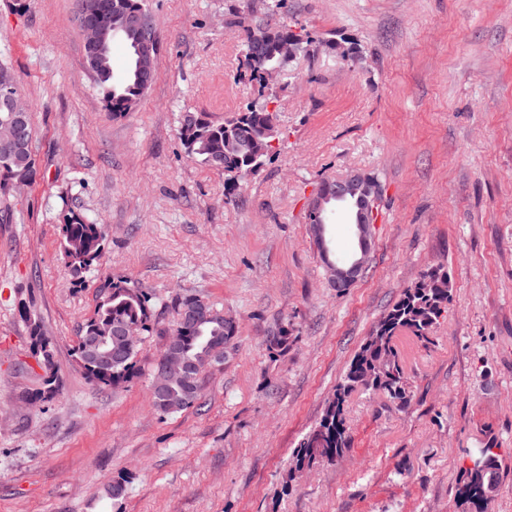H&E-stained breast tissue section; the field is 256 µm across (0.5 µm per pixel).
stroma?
<instances>
[{"mask_svg":"<svg viewBox=\"0 0 512 512\" xmlns=\"http://www.w3.org/2000/svg\"><path fill=\"white\" fill-rule=\"evenodd\" d=\"M158 78L122 117L85 68L74 0H0L5 52L33 124L32 180L0 188V512H465L456 487L493 442L503 477L490 512H512V0H147ZM298 22L357 57H298L270 91L279 141L228 183L188 158L180 113L214 123L247 104L235 17ZM382 185L367 269L336 290L308 224L320 182ZM102 224L104 256L75 280L59 226ZM443 265L448 314L429 344L395 341L407 403L354 391L351 444L289 474L347 365L405 288ZM153 297L159 330L119 387L73 355L97 287ZM237 324L234 346L173 414L151 397L173 294ZM27 304L55 343L41 368ZM293 340L269 351L280 327ZM57 392L35 400L48 377ZM121 481L126 494L113 500Z\"/></svg>","mask_w":512,"mask_h":512,"instance_id":"1","label":"stroma"}]
</instances>
